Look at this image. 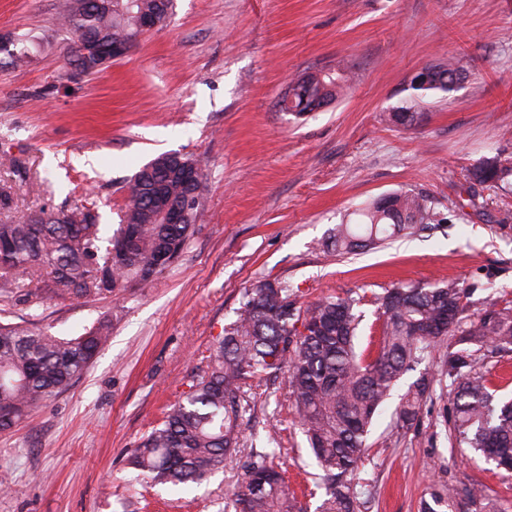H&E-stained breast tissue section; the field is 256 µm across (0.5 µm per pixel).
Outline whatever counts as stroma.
Returning <instances> with one entry per match:
<instances>
[{
  "label": "stroma",
  "instance_id": "35a3bbf8",
  "mask_svg": "<svg viewBox=\"0 0 512 512\" xmlns=\"http://www.w3.org/2000/svg\"><path fill=\"white\" fill-rule=\"evenodd\" d=\"M67 0H0L1 221L44 208L95 206L118 224L132 176L176 153L201 163L197 230L152 282L103 299L0 301V324L37 323L75 336L100 319L111 338L62 393L0 432V512H224L244 456L178 493L137 479L133 448L207 364L245 291L278 280L298 307L335 294L360 298L361 345L377 340V295L394 285L453 280L474 309L512 299V193L481 190L460 204L480 159L512 157V0H174L163 28L122 59L73 76L74 36L58 20ZM32 32L29 62L11 37ZM455 58L463 80L418 96L420 68ZM345 71L346 90L299 118L279 106L306 73ZM400 107L415 125L388 123ZM429 196L435 228L385 248L339 256L323 241L363 203L392 192ZM436 359L399 381L375 417L360 473V512H420L431 490L483 488L454 512H512V471L451 447L439 422L448 395L423 402L411 428L396 409ZM284 377L246 387L244 432L274 437L288 479L312 497L315 458L288 408Z\"/></svg>",
  "mask_w": 512,
  "mask_h": 512
}]
</instances>
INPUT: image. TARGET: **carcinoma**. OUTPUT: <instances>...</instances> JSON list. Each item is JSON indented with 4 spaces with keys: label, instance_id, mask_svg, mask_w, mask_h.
I'll list each match as a JSON object with an SVG mask.
<instances>
[{
    "label": "carcinoma",
    "instance_id": "cac0c4a2",
    "mask_svg": "<svg viewBox=\"0 0 512 512\" xmlns=\"http://www.w3.org/2000/svg\"><path fill=\"white\" fill-rule=\"evenodd\" d=\"M173 0H68L61 28L75 34L68 47L72 69L98 72L94 64L112 44L136 34L142 13L167 20ZM435 81L416 87L423 94L449 92L461 78L453 63L433 66ZM343 84L336 75L305 74L288 86L295 116L312 102L334 101ZM162 154L134 175L117 228L97 222L91 208L41 209L0 224V297L26 292L38 305L46 296L106 298L140 287L158 276L195 233L201 208L185 224H163L155 196L174 199L194 190L158 172ZM512 189V159H482L469 174L468 201L477 188ZM355 224H338L323 246L338 255L374 249L389 240L430 228L434 212L421 194L393 193L366 203ZM360 300L326 296L296 307L288 286L265 280L249 289L236 319L210 347L208 370L194 380L163 420L129 458L137 476L186 490L224 469L242 452V388L258 375L286 374L288 399L321 470L324 495L317 512H359L357 474L369 456L373 418L391 398L404 374L442 351L439 373L448 379L450 407L443 421L448 439L472 448L512 470V399L493 387L486 353L512 354V300L470 312L468 292L454 281L399 284L376 296L381 341L378 349L357 345ZM103 323L77 336L60 337L44 328L0 325V431L11 429L27 411L69 387L107 342ZM433 380L423 377L401 397L398 418L413 425ZM251 450L244 484L226 501L224 512H302L285 473L273 462L281 449ZM454 487L430 494L423 512L453 504Z\"/></svg>",
    "mask_w": 512,
    "mask_h": 512
}]
</instances>
